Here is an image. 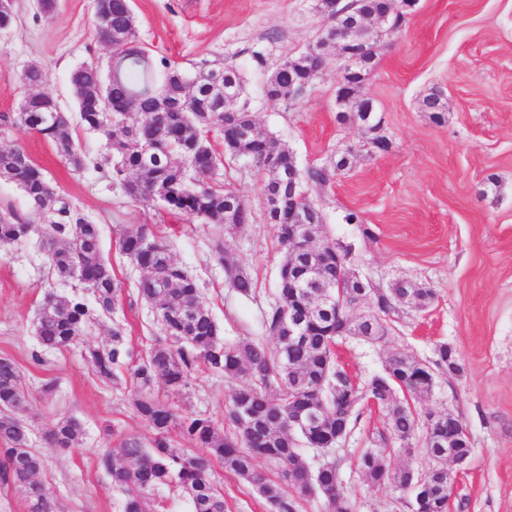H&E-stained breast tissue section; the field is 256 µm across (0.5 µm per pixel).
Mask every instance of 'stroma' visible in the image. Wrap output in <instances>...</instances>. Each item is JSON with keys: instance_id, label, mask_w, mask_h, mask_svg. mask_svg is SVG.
Wrapping results in <instances>:
<instances>
[{"instance_id": "35a3bbf8", "label": "stroma", "mask_w": 512, "mask_h": 512, "mask_svg": "<svg viewBox=\"0 0 512 512\" xmlns=\"http://www.w3.org/2000/svg\"><path fill=\"white\" fill-rule=\"evenodd\" d=\"M137 32L154 59L185 69L201 60L236 65L246 76L245 102L257 127L294 154L300 169L319 167L329 182L311 189L325 232L348 248L346 264L368 287L361 308L376 310L378 293L396 283L431 289L426 308L405 302L386 315L388 334L369 342L352 336L339 344L337 361L357 383L382 373L388 357L404 353L433 365L440 345L452 349L457 369L435 368L431 392L413 402L419 419L413 449L400 451L383 410H365L337 448L341 477L356 512H405L392 487H369L358 467L367 449L387 448L393 466L426 470L423 447L430 412H452L467 426L472 450L452 490L450 512H512V0H417L400 32L377 50L364 93L377 109V129L358 119L339 120L336 48L324 52L322 79L305 97L284 102L265 92L272 67L304 51L327 21L316 0H133ZM92 0H56L52 13L35 0H14L15 20L0 31V114L15 113L20 77L38 66L44 87L61 109L75 113L68 82L80 63L107 62L109 47L93 21ZM263 62H256L255 54ZM443 93L441 119L421 111L430 91ZM390 142L385 152L372 138ZM0 147L22 148L60 190L102 227L105 257L123 284L112 314L89 326L70 350H38L36 309L46 291L71 293L75 281L52 272L38 241L0 255V356L19 365L30 391L26 413L31 447L44 467L37 479L54 512H122L123 493L97 464L99 453L124 437L150 441V428L132 407L129 381H106L85 360L114 326L134 351L159 334L151 307L137 294L142 277L116 247L124 225L149 224L170 246L173 259L197 280L222 336L264 339L263 317L277 299L280 246L265 219L260 182L244 162L225 160L214 182L234 189L254 219L224 229L226 255L256 284L251 297L237 294L211 254L210 226L174 214L161 204L129 200L104 170L74 172L42 136L22 126L0 132ZM348 168L336 162L346 148ZM361 221L346 223L348 212ZM54 386L51 396L43 384ZM231 383L198 368L188 389L173 397L182 411L228 426ZM64 416L86 430L83 447L61 450L48 432ZM227 512H268L240 480L216 470Z\"/></svg>"}]
</instances>
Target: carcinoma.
I'll return each mask as SVG.
<instances>
[{"label":"carcinoma","mask_w":512,"mask_h":512,"mask_svg":"<svg viewBox=\"0 0 512 512\" xmlns=\"http://www.w3.org/2000/svg\"><path fill=\"white\" fill-rule=\"evenodd\" d=\"M408 0H355L353 11L341 17L390 13L395 31H400ZM111 29L121 40L112 43L111 64L104 75L100 64L83 62L69 74V84L78 112L70 117L56 110V99L43 88V72L32 65L21 74L25 93L15 122L47 139L73 171L87 166L86 154L75 139L76 128L105 136L107 154L101 165L107 177L134 202L165 203L174 212L190 219L213 224L216 229L231 224L237 214L251 212L247 202L234 190L216 187L206 174L224 164V156L250 162L262 175V193L288 196L281 187L288 162L282 167H264V155L277 147L283 157L289 150L272 135L241 139L237 153H219L209 143L213 130L224 132L223 98L212 92L215 83L224 93H244L242 72L233 65L209 66L201 62L184 71L166 59L154 60L137 39L129 0H111ZM317 59L304 51L288 56L272 70L266 94L275 100L288 99V88L301 82L313 87L320 79ZM143 118L129 121V114ZM0 178L18 184L41 216L53 211L47 230L15 212H0V251L35 235L48 254L50 267L62 281L76 279L82 292L59 295L47 292L40 301L42 310L36 335L40 351L67 350L84 329L102 315L114 311L122 291L111 264L104 256L101 227L90 222L80 209L62 194L48 174L18 148L0 149ZM282 249L279 275L288 278L289 228L266 212ZM315 256L322 280H341L345 258L336 243L322 238ZM118 249L143 272L138 296L155 308L161 339L147 351L135 352L125 341L123 328L112 329L109 342L88 351L87 361L105 380H117L116 370L128 367V377L139 389L133 402L135 415L154 432L150 444L126 437L114 448L98 456V464L111 477L112 487L127 490L122 512H150V495L155 490L177 484L187 493L192 512H225L224 493L213 478L214 464L232 474L259 496L269 512H300L307 496L305 478L313 477L322 500L323 512H353L354 505L340 478V459L331 455L336 447V426L347 421L352 430L362 415L360 391L366 389L386 411L388 429L394 438L410 443L417 429V416L409 401L398 394L422 398L432 390V368L401 353L392 354L386 373L375 375L359 390L349 372L336 360V309L323 305L316 289L294 294L279 289L280 302L265 313L263 326L275 340L264 342L240 339L226 342L200 295L199 286L186 270L175 263L167 243L148 224H129L118 238ZM216 261L224 265L229 282L239 295L254 294V282L224 253L220 236L213 238ZM406 296L419 307L432 298L427 288L395 285L377 296V308L388 314L399 297ZM296 310L306 317V335L298 341L281 331L284 312ZM205 366L228 381H240L230 397L231 434L221 430L210 417L182 412L155 391L163 384L180 393L190 385L193 372ZM29 392L17 362L0 357V485L19 489L27 485L33 498L28 512H53V507L35 477L43 460L30 447V428L24 415ZM313 411L316 424L307 432L292 428L299 411ZM176 430L201 449L189 454L171 443ZM86 430L72 416L60 418L50 430V442L62 449L81 448ZM305 443L322 451L315 471L302 461L298 446ZM427 452L438 464L421 472L393 469L388 459L376 451L361 455L366 482L372 486L391 485L403 493L421 481L415 512H448V448L424 440ZM269 461L274 471L258 468L257 459Z\"/></svg>","instance_id":"carcinoma-1"}]
</instances>
